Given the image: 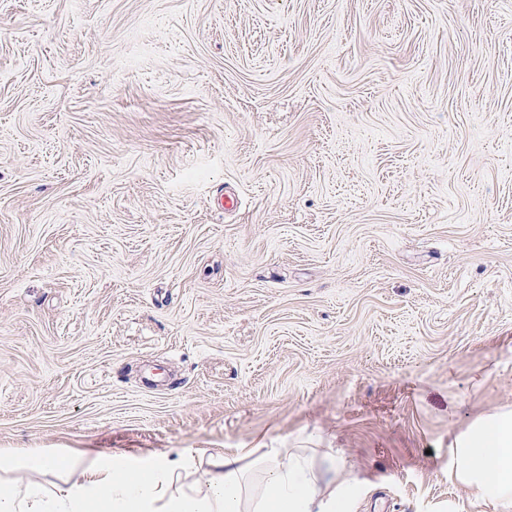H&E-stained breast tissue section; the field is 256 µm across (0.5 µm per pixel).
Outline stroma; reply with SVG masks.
Listing matches in <instances>:
<instances>
[{"label":"stroma","instance_id":"obj_1","mask_svg":"<svg viewBox=\"0 0 512 512\" xmlns=\"http://www.w3.org/2000/svg\"><path fill=\"white\" fill-rule=\"evenodd\" d=\"M457 404L512 405V0H0V450L461 512Z\"/></svg>","mask_w":512,"mask_h":512}]
</instances>
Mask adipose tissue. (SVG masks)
Segmentation results:
<instances>
[{
  "label": "adipose tissue",
  "mask_w": 512,
  "mask_h": 512,
  "mask_svg": "<svg viewBox=\"0 0 512 512\" xmlns=\"http://www.w3.org/2000/svg\"><path fill=\"white\" fill-rule=\"evenodd\" d=\"M448 478L481 512H512V406L478 415L450 433ZM185 451L138 458L121 453L87 467L78 482H42L59 469L56 455L33 448L0 452V512H351L354 479L347 462L329 468L287 448H234L209 453L206 479L179 477ZM262 467L251 486L246 475Z\"/></svg>",
  "instance_id": "obj_1"
}]
</instances>
